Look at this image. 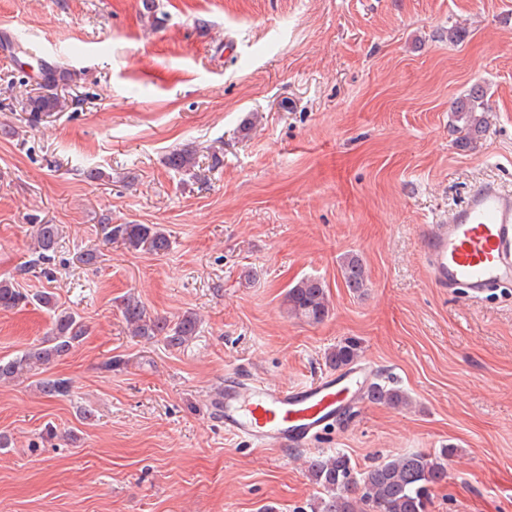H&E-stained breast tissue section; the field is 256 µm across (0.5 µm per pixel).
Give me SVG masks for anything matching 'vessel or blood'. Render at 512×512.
I'll return each instance as SVG.
<instances>
[{
	"label": "vessel or blood",
	"mask_w": 512,
	"mask_h": 512,
	"mask_svg": "<svg viewBox=\"0 0 512 512\" xmlns=\"http://www.w3.org/2000/svg\"><path fill=\"white\" fill-rule=\"evenodd\" d=\"M420 238L437 287L470 298L512 283V190L490 180L474 185L446 221L422 225ZM373 373L365 362L312 384L233 379L210 406L227 434L265 448L307 447L366 403Z\"/></svg>",
	"instance_id": "b4317fda"
}]
</instances>
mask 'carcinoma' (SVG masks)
Segmentation results:
<instances>
[{
	"instance_id": "1",
	"label": "carcinoma",
	"mask_w": 512,
	"mask_h": 512,
	"mask_svg": "<svg viewBox=\"0 0 512 512\" xmlns=\"http://www.w3.org/2000/svg\"><path fill=\"white\" fill-rule=\"evenodd\" d=\"M61 78L53 72L44 74L41 91L19 102L21 110L34 115L67 110L71 101L58 93ZM453 129L457 143L470 148L487 131L486 93L473 87L464 98L451 102ZM168 164L176 171L191 172L196 166L195 153L189 149L172 152ZM104 239L123 245L129 251L153 255L163 254L170 247L169 235L157 224H106ZM59 237L56 224H38L34 232V249L43 260L51 259ZM341 274L346 288L353 294L368 287L365 265L357 254L342 258ZM36 304L53 312V327L38 344L10 359H0V383L23 378L32 368L66 355L83 341L87 328L81 317L62 309L49 291L29 294L21 291L11 279H0V309L8 310ZM284 305L289 315L310 323H320L329 314V296L323 282L306 276L288 288ZM122 317L132 335L147 342H161L168 348H181L199 332V320L191 313L175 320L154 315L138 299L129 296L121 304ZM362 354L360 341L345 339L331 348L326 362L332 369H342L357 362ZM47 398L70 393L66 379L41 380L36 385ZM374 403L395 408L410 404L401 389L374 382L368 390ZM451 448L415 450L383 459L363 471L356 469L350 457L336 451L315 456L307 461V472L322 495L308 504L310 512H428L431 490L448 478V457Z\"/></svg>"
}]
</instances>
